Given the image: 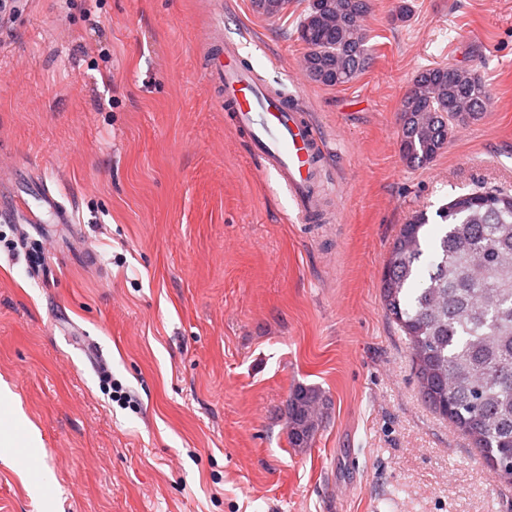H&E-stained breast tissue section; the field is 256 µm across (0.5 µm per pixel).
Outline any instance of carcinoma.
I'll return each mask as SVG.
<instances>
[{
    "label": "carcinoma",
    "mask_w": 512,
    "mask_h": 512,
    "mask_svg": "<svg viewBox=\"0 0 512 512\" xmlns=\"http://www.w3.org/2000/svg\"><path fill=\"white\" fill-rule=\"evenodd\" d=\"M367 0H309L300 19L309 75L338 87L369 64L360 21ZM489 96L474 73L425 69L400 108V151L412 166L433 161L456 125L481 119ZM402 225L381 280L385 310L404 333L420 392L468 438L486 466L512 484V193L460 194L437 212ZM432 259L420 263L426 246ZM322 392L294 387L287 400L288 441L306 448L323 421Z\"/></svg>",
    "instance_id": "cac0c4a2"
}]
</instances>
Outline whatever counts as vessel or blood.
I'll return each mask as SVG.
<instances>
[{
	"label": "vessel or blood",
	"mask_w": 512,
	"mask_h": 512,
	"mask_svg": "<svg viewBox=\"0 0 512 512\" xmlns=\"http://www.w3.org/2000/svg\"><path fill=\"white\" fill-rule=\"evenodd\" d=\"M240 46L228 41L210 58L212 87L234 113L238 126L256 151L263 170L285 184L298 214L317 213L315 185L325 155V140L307 113L274 98L254 75L239 66Z\"/></svg>",
	"instance_id": "vessel-or-blood-1"
}]
</instances>
